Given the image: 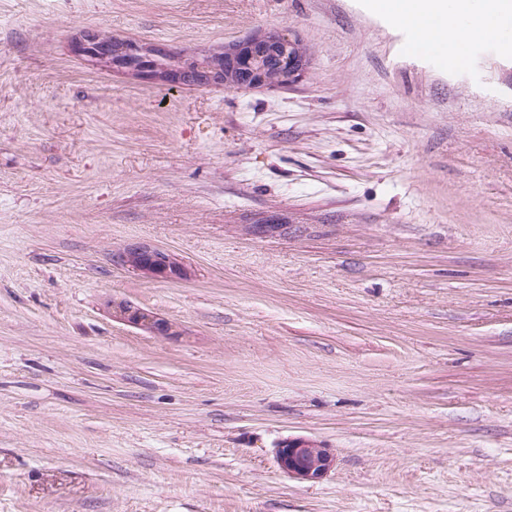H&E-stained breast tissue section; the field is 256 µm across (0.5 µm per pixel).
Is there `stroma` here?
<instances>
[{"label":"stroma","instance_id":"35a3bbf8","mask_svg":"<svg viewBox=\"0 0 512 512\" xmlns=\"http://www.w3.org/2000/svg\"><path fill=\"white\" fill-rule=\"evenodd\" d=\"M270 29L285 88L71 50ZM408 41L371 0H0V512H512V43ZM128 43V40L86 33L75 43L74 50L97 65H112V56L116 51L125 49ZM137 50V61L129 69L130 73L146 80H155L175 84L179 81V72L175 67L160 68L157 65L159 58L170 61H178L177 53L170 49L158 46H149L139 43L134 44ZM121 262L134 270L144 271L154 275H182L180 269L171 261L169 254L160 249L148 246L122 253ZM112 308L113 316L133 327L143 328L165 336L176 335L178 332L176 325L158 318L151 311L124 305L114 306V304ZM276 464L289 477L314 482L322 479L334 464L328 448L310 440L292 439L281 443L275 452Z\"/></svg>","mask_w":512,"mask_h":512}]
</instances>
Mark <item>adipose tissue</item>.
<instances>
[{
  "label": "adipose tissue",
  "mask_w": 512,
  "mask_h": 512,
  "mask_svg": "<svg viewBox=\"0 0 512 512\" xmlns=\"http://www.w3.org/2000/svg\"><path fill=\"white\" fill-rule=\"evenodd\" d=\"M407 29L417 47H435L462 61L463 44L512 32V0H373Z\"/></svg>",
  "instance_id": "1"
}]
</instances>
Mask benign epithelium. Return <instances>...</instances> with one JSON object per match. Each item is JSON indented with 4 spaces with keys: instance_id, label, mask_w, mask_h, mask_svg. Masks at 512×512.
<instances>
[{
    "instance_id": "obj_1",
    "label": "benign epithelium",
    "mask_w": 512,
    "mask_h": 512,
    "mask_svg": "<svg viewBox=\"0 0 512 512\" xmlns=\"http://www.w3.org/2000/svg\"><path fill=\"white\" fill-rule=\"evenodd\" d=\"M127 44L126 40L86 33L75 43L74 50L96 64L110 65L115 52L126 48ZM295 46L297 43L289 40L288 35L281 31L268 32L235 42L224 48V53L208 57L207 64L200 70L201 80L213 84L222 76L224 85L241 90L285 87L302 78L307 68L306 56H291L288 58V68L278 71L275 75L269 74L267 67L258 63V60L268 48L285 52ZM135 48L137 61L130 68L131 74L142 79L170 84L179 81L177 68L163 69L157 65L160 58L173 62L178 60V54L164 47L139 43L135 44ZM121 262L134 270L154 275H181L180 269L171 261L169 254L148 246L122 253ZM113 314L133 327L165 336L177 334L176 325L158 318L151 311L118 305L113 307ZM275 460L280 470L304 482L322 479L334 464L329 449L304 439H292L281 443L276 449Z\"/></svg>"
}]
</instances>
